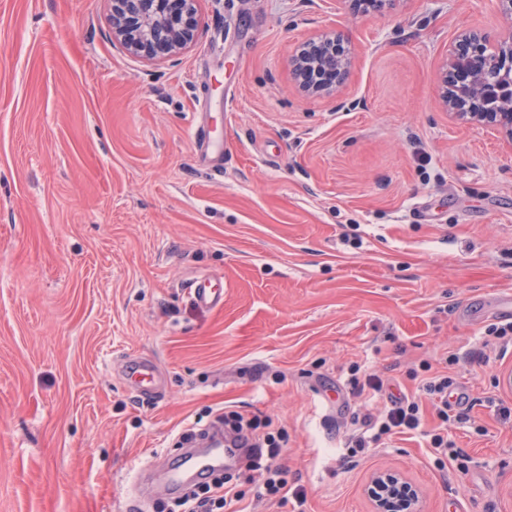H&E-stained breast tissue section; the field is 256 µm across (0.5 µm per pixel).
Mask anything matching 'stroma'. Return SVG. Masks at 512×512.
I'll list each match as a JSON object with an SVG mask.
<instances>
[{
	"label": "stroma",
	"mask_w": 512,
	"mask_h": 512,
	"mask_svg": "<svg viewBox=\"0 0 512 512\" xmlns=\"http://www.w3.org/2000/svg\"><path fill=\"white\" fill-rule=\"evenodd\" d=\"M195 44L149 61L108 0H0V512H160L136 495L188 429L248 410L283 430L290 498L233 470L241 512H373L395 471L423 512H512V149L452 118L438 71L496 0H199ZM336 32L352 64L304 92L293 57ZM207 275L224 305L186 289ZM159 371L135 392L129 361ZM384 382L356 395L352 368ZM460 399L452 460L423 387ZM423 431L346 462L390 395Z\"/></svg>",
	"instance_id": "stroma-1"
}]
</instances>
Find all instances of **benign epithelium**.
Here are the masks:
<instances>
[{"mask_svg":"<svg viewBox=\"0 0 512 512\" xmlns=\"http://www.w3.org/2000/svg\"><path fill=\"white\" fill-rule=\"evenodd\" d=\"M112 39L132 55L168 59L195 41L199 28L197 0H110ZM512 74V27L495 44L469 31L458 36L439 75L440 98L450 114L466 123L491 127L512 147V81L485 89L481 62ZM351 59L334 32L303 43L294 59V78L306 92L338 90L345 82ZM375 512H421L420 492L402 475L376 473L367 486Z\"/></svg>","mask_w":512,"mask_h":512,"instance_id":"7a95c632","label":"benign epithelium"}]
</instances>
